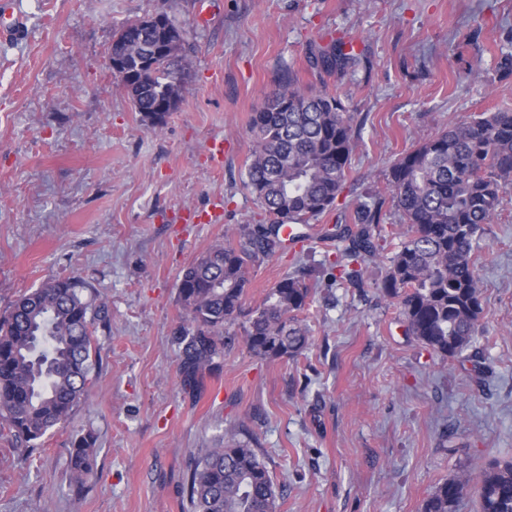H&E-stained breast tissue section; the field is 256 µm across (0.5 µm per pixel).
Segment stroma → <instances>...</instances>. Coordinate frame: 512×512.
<instances>
[{
  "mask_svg": "<svg viewBox=\"0 0 512 512\" xmlns=\"http://www.w3.org/2000/svg\"><path fill=\"white\" fill-rule=\"evenodd\" d=\"M0 37V311L76 276L108 303L90 399L29 457L0 437V512H183L190 455L255 438L279 512H420L451 478L512 458V184L476 247L483 316L443 357L408 335L381 288L408 227L387 197L394 161L451 123L512 108V0H9ZM164 13L187 34L182 100L154 131L112 74L123 23ZM358 64L326 73L334 42ZM337 95L362 125L345 191L304 242L250 270L248 302L308 275L310 344L295 358L225 349L200 399L179 385L181 270L226 230L261 221L241 178L249 121L283 69ZM224 142L214 157L212 139ZM384 197L361 285L335 278L325 233ZM91 432L89 490L69 450ZM53 496H46V489ZM96 437L88 432L77 437L69 450V468L72 473L71 492L75 497H83L85 478L88 477L96 463Z\"/></svg>",
  "mask_w": 512,
  "mask_h": 512,
  "instance_id": "obj_1",
  "label": "stroma"
}]
</instances>
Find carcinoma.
I'll list each match as a JSON object with an SVG mask.
<instances>
[{"label": "carcinoma", "mask_w": 512, "mask_h": 512, "mask_svg": "<svg viewBox=\"0 0 512 512\" xmlns=\"http://www.w3.org/2000/svg\"><path fill=\"white\" fill-rule=\"evenodd\" d=\"M186 37L147 58L156 33L137 20L113 35L112 50L138 79L125 86L149 127L161 130L169 113L154 108L180 103L188 60ZM355 55L334 47L318 59L335 71L355 64ZM356 113L325 91L302 89L291 73L278 79L268 101L253 114V150L243 186L267 214L265 224H242L224 241L185 266L178 298L184 311L174 342L180 354V387L198 395L205 377L221 368L224 349L236 334L228 327L244 319L242 342L255 355L294 358L310 341L303 317L313 286L286 276L263 301L247 304L249 270L281 247L279 226L308 224L335 206L345 189ZM512 184V109L483 112L454 123L399 157L388 174L390 197L408 239L391 257L384 292L400 299L407 329L443 356L471 347L483 306L473 253L484 226L503 205ZM384 200L361 204L354 226L336 225L347 245L332 267L357 283L362 263L378 253L370 226ZM78 277L57 278L19 295L0 313V434L33 448L64 426L90 397L94 323H110L104 302L84 296ZM96 437L88 432L69 449L71 492L80 498L96 463ZM468 481L437 486L421 512H459ZM187 512H278L280 493L250 441L219 440L193 456L182 484ZM479 512H512V459L493 460L475 486Z\"/></svg>", "instance_id": "obj_1"}]
</instances>
